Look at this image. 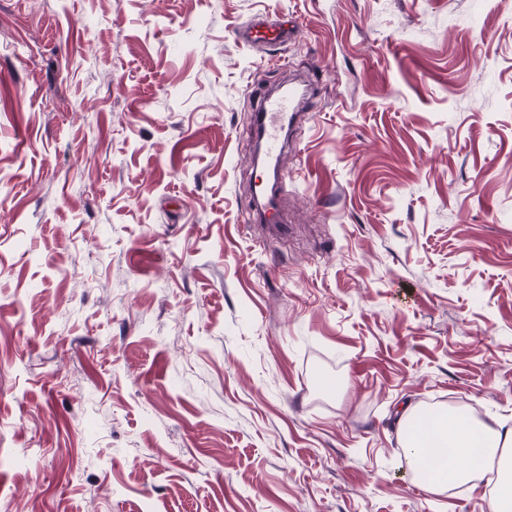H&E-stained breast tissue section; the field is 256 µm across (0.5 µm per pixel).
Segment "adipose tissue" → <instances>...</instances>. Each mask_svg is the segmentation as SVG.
I'll return each instance as SVG.
<instances>
[{"mask_svg":"<svg viewBox=\"0 0 512 512\" xmlns=\"http://www.w3.org/2000/svg\"><path fill=\"white\" fill-rule=\"evenodd\" d=\"M399 423L407 468L422 487L435 492L448 485L474 483L484 476L471 450L477 436L487 441L485 459H497L501 493L489 500V512H512V428L505 430L475 422L464 413H435L424 418L418 408L402 406Z\"/></svg>","mask_w":512,"mask_h":512,"instance_id":"adipose-tissue-1","label":"adipose tissue"}]
</instances>
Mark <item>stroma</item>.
Masks as SVG:
<instances>
[{"mask_svg": "<svg viewBox=\"0 0 512 512\" xmlns=\"http://www.w3.org/2000/svg\"><path fill=\"white\" fill-rule=\"evenodd\" d=\"M407 403L512 428V0H0V512H487ZM291 21L280 19L242 23L238 27L240 39L251 46L271 42H285L292 38ZM299 92L294 88H289L288 92H283L275 97H266L259 100L256 110V119L264 139L265 159L275 160L277 163L278 155L281 151V133L289 127L294 116L301 105Z\"/></svg>", "mask_w": 512, "mask_h": 512, "instance_id": "obj_1", "label": "stroma"}]
</instances>
